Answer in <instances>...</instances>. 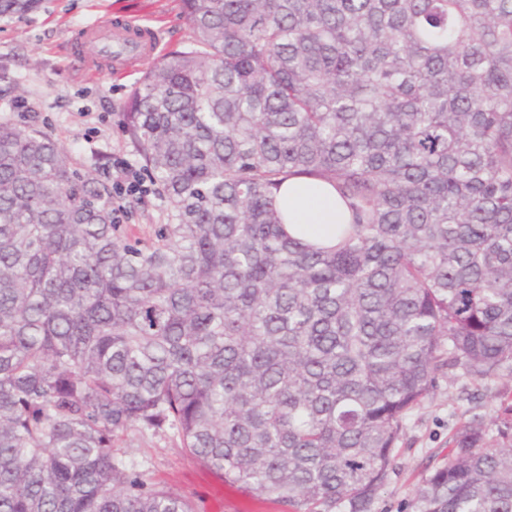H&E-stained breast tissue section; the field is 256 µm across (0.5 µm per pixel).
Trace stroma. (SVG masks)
I'll use <instances>...</instances> for the list:
<instances>
[{"instance_id":"35a3bbf8","label":"stroma","mask_w":512,"mask_h":512,"mask_svg":"<svg viewBox=\"0 0 512 512\" xmlns=\"http://www.w3.org/2000/svg\"><path fill=\"white\" fill-rule=\"evenodd\" d=\"M118 17L161 29L162 52L188 44L181 0H40L30 12L0 15V122L40 129L69 148L81 170L107 184L116 176L115 161H137L123 131L124 111L153 61L144 59L116 77L90 70L70 45L79 27ZM22 98L31 111H13ZM122 203L121 232L129 239L148 237L166 221L162 192L127 196ZM496 390L470 379L440 381L409 418L397 448V472L373 512H411L408 503L422 472L447 454L456 430L473 422L493 428ZM117 446L149 466L157 482L193 501L199 512H281L273 502L225 486L172 439L131 432Z\"/></svg>"}]
</instances>
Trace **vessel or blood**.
<instances>
[{
    "label": "vessel or blood",
    "instance_id": "obj_1",
    "mask_svg": "<svg viewBox=\"0 0 512 512\" xmlns=\"http://www.w3.org/2000/svg\"><path fill=\"white\" fill-rule=\"evenodd\" d=\"M162 42L158 30L133 19L106 21L80 29L72 43V50L82 56L93 53L107 59L112 72L122 74L130 62L154 55Z\"/></svg>",
    "mask_w": 512,
    "mask_h": 512
}]
</instances>
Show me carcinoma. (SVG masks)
<instances>
[{
  "label": "carcinoma",
  "mask_w": 512,
  "mask_h": 512,
  "mask_svg": "<svg viewBox=\"0 0 512 512\" xmlns=\"http://www.w3.org/2000/svg\"><path fill=\"white\" fill-rule=\"evenodd\" d=\"M36 0H0V14ZM125 132L148 242L46 133L0 122V512H197L115 447L163 434L282 512H372L439 379L512 377V0H182ZM333 184L336 244L281 182ZM414 512H512V403ZM284 228L310 242H327L335 224H344L348 212L328 183L307 176H293L282 184Z\"/></svg>",
  "instance_id": "cac0c4a2"
}]
</instances>
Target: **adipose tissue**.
Segmentation results:
<instances>
[{"instance_id":"1","label":"adipose tissue","mask_w":512,"mask_h":512,"mask_svg":"<svg viewBox=\"0 0 512 512\" xmlns=\"http://www.w3.org/2000/svg\"><path fill=\"white\" fill-rule=\"evenodd\" d=\"M284 228L294 236L323 242L335 225L346 223L348 212L328 183L307 176H293L281 190Z\"/></svg>"}]
</instances>
